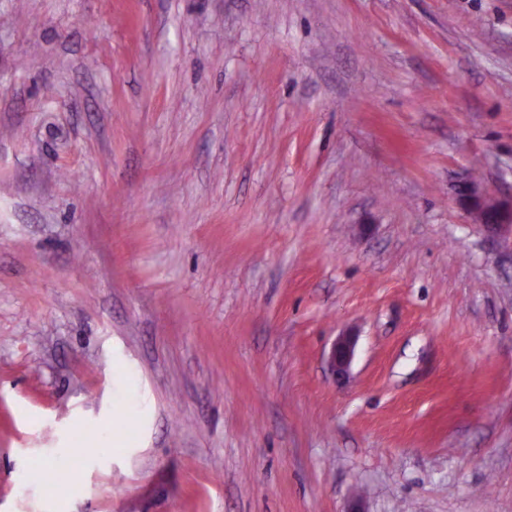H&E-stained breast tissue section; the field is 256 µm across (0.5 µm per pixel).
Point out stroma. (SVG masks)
Segmentation results:
<instances>
[{
	"instance_id": "stroma-1",
	"label": "stroma",
	"mask_w": 512,
	"mask_h": 512,
	"mask_svg": "<svg viewBox=\"0 0 512 512\" xmlns=\"http://www.w3.org/2000/svg\"><path fill=\"white\" fill-rule=\"evenodd\" d=\"M475 167L512 0H0V512H512ZM354 347L355 339L352 336L338 338L329 358L334 373L344 374L348 371L353 358Z\"/></svg>"
}]
</instances>
